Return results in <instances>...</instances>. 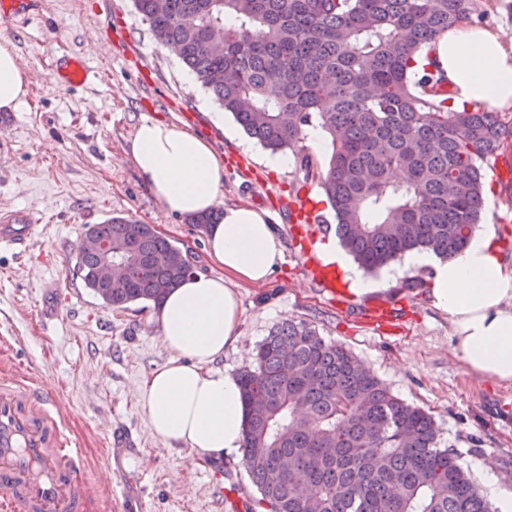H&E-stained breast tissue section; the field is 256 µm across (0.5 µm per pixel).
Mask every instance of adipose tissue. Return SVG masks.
<instances>
[{
  "label": "adipose tissue",
  "instance_id": "ef3b65f1",
  "mask_svg": "<svg viewBox=\"0 0 512 512\" xmlns=\"http://www.w3.org/2000/svg\"><path fill=\"white\" fill-rule=\"evenodd\" d=\"M419 62L443 72L451 108L474 103L512 108V40L498 29L451 26ZM27 93L28 76L14 44L0 41V110H19ZM130 156L166 212L222 213L206 232L210 271L187 277L157 312L162 341L172 356L144 382L142 406L163 440L183 442L199 455L235 453L244 438L240 385L209 365L239 337L236 282L266 283L283 261L281 240L265 211L219 206L224 161L187 126L143 119L134 131ZM403 263L429 270L432 300L448 316L464 365L496 382L512 383V308L505 305L512 299V270L504 266L493 235L473 233L464 250L448 260L415 249Z\"/></svg>",
  "mask_w": 512,
  "mask_h": 512
}]
</instances>
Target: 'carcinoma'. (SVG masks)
I'll return each instance as SVG.
<instances>
[{
  "label": "carcinoma",
  "mask_w": 512,
  "mask_h": 512,
  "mask_svg": "<svg viewBox=\"0 0 512 512\" xmlns=\"http://www.w3.org/2000/svg\"><path fill=\"white\" fill-rule=\"evenodd\" d=\"M133 2L251 138L291 151L300 182L317 181L362 267L465 248L484 208L482 167L512 126L477 104L449 108L443 73L414 64L448 26L473 22L475 0ZM316 126L332 145L322 166L305 144ZM93 228L131 268L108 307L158 308L193 273L150 224ZM97 262L80 249L74 267L95 295ZM239 383L242 464L258 494L246 512H491L455 453L437 447L432 416L308 324L275 326Z\"/></svg>",
  "instance_id": "cac0c4a2"
}]
</instances>
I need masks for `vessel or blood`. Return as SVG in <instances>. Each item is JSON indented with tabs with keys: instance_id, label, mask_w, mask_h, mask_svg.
<instances>
[{
	"instance_id": "1",
	"label": "vessel or blood",
	"mask_w": 512,
	"mask_h": 512,
	"mask_svg": "<svg viewBox=\"0 0 512 512\" xmlns=\"http://www.w3.org/2000/svg\"><path fill=\"white\" fill-rule=\"evenodd\" d=\"M64 86L93 82L97 73L80 56L70 57L59 72ZM286 207V232L299 239L300 257L315 283L336 292L334 268L318 266L310 248L323 231L322 207L304 193ZM38 220L33 213L0 210V249L27 246ZM60 399L28 379L0 385V512H88L112 495L86 472L83 451L64 429Z\"/></svg>"
}]
</instances>
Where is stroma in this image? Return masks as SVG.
Masks as SVG:
<instances>
[{
    "instance_id": "obj_1",
    "label": "stroma",
    "mask_w": 512,
    "mask_h": 512,
    "mask_svg": "<svg viewBox=\"0 0 512 512\" xmlns=\"http://www.w3.org/2000/svg\"><path fill=\"white\" fill-rule=\"evenodd\" d=\"M30 71L26 103L0 112V208L32 211L40 223L25 249L0 250V384L32 376L64 403L66 427L82 448L89 475L119 485L108 459L115 441L132 444L126 463L133 485L127 512H227L211 490L224 476L225 498L257 492L240 455L201 457L184 443L156 436L141 405L145 379L171 357L157 311L147 302L106 307L73 273L89 224L120 216L156 227L209 271L205 231L166 213L140 178L126 149L142 119L187 125L224 159L219 200L267 211L283 235V201L295 195V165L268 164L270 150L251 138L172 49L158 43L132 0H33L25 13L0 15ZM78 54L98 82L65 88L53 60ZM478 224L490 231L512 269V183L484 186ZM279 268L262 285L241 284L240 336L210 368L232 376L251 365L257 345L281 322L315 327L350 350L407 403L432 414L437 445L454 450L475 485L492 478L495 494L512 496V384L467 369L453 351L448 317L429 296L401 292L410 277L368 273L376 289L331 300L312 285L291 240ZM489 472H481L479 463Z\"/></svg>"
}]
</instances>
